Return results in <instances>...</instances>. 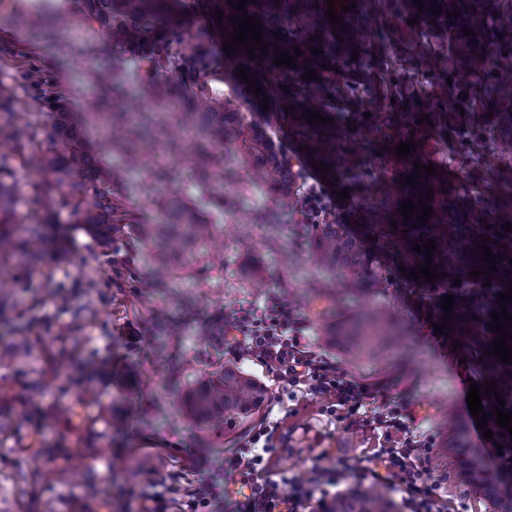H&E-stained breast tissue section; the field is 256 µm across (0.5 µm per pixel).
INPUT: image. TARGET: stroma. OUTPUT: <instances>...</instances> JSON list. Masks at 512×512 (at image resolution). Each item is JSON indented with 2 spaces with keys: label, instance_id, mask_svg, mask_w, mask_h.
<instances>
[{
  "label": "stroma",
  "instance_id": "1",
  "mask_svg": "<svg viewBox=\"0 0 512 512\" xmlns=\"http://www.w3.org/2000/svg\"><path fill=\"white\" fill-rule=\"evenodd\" d=\"M0 10V82L13 89L8 112H0V133L14 124L29 125L46 143L54 106L73 112H108L94 77L112 68L110 42L99 36L77 39L82 27L77 0L58 7L55 0H5ZM48 13L37 32H26L23 19L37 4ZM66 14L61 27L56 15ZM56 83L58 103L41 94V83ZM188 207L195 220L216 227L220 256L200 260L179 279L146 287L151 276L146 246L135 225L149 220L156 191ZM129 213V228L106 239L90 234L65 199L49 216L62 233L44 250L42 263L26 268L8 263L0 273V291L12 303L0 314V352L10 351L17 327L29 325L28 363L38 371L42 390L30 392L17 366L0 365V411L13 419L0 435V512H143V489L178 483L187 489L200 482L223 481L220 457L230 455L262 420L278 422L279 451L271 471L302 479L312 475V459L330 455H372L410 437L427 447L428 482L441 512H490L471 486L457 478L452 457L442 453L446 405L468 414L466 395L478 379L473 362H461L453 336L436 337L428 305L407 288L398 270L385 287L343 297L345 309L386 306L410 334L414 367L401 369L393 357L371 359L330 343L315 307L300 308L304 336L335 362L339 372L368 387L363 420L326 414L324 399L273 381L256 362L239 359L204 343L211 319L239 308L262 306L268 297L303 291L324 271L312 255L314 229L294 231L299 215L286 216V228L246 225L244 217L266 197L249 185L235 212L204 201L189 171L178 165L149 166L127 173L115 186ZM67 294L59 305L55 290ZM70 338L66 361L55 357L61 335ZM238 368L262 380L264 405L225 432H203L186 420L173 380L189 386L218 367ZM398 411L409 416L407 432L385 434L375 421ZM46 435L52 457L29 452L34 432ZM97 447L85 462L97 492L87 494L83 477L72 472V457L86 443ZM196 452L189 466L188 452Z\"/></svg>",
  "mask_w": 512,
  "mask_h": 512
}]
</instances>
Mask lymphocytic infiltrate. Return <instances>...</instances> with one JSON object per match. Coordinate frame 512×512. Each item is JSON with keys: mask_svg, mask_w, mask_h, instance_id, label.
<instances>
[{"mask_svg": "<svg viewBox=\"0 0 512 512\" xmlns=\"http://www.w3.org/2000/svg\"><path fill=\"white\" fill-rule=\"evenodd\" d=\"M298 312L272 296L259 309H238L216 315L211 344L235 357L257 363L273 380L326 398L328 414L354 420L368 395L365 387L344 377L334 362L301 340ZM277 422L255 429L227 461L225 475L245 487L237 512H327L336 498L340 479L359 474L376 485L399 481L404 512H440L437 499L424 485L426 458L422 446L406 439L402 447L378 449L375 456H337L329 467H315L312 477L272 479L270 464L277 450ZM215 484H202L178 498L173 487L148 495L153 512H203L218 494Z\"/></svg>", "mask_w": 512, "mask_h": 512, "instance_id": "f902f5d3", "label": "lymphocytic infiltrate"}]
</instances>
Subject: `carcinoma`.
<instances>
[{
  "instance_id": "1",
  "label": "carcinoma",
  "mask_w": 512,
  "mask_h": 512,
  "mask_svg": "<svg viewBox=\"0 0 512 512\" xmlns=\"http://www.w3.org/2000/svg\"><path fill=\"white\" fill-rule=\"evenodd\" d=\"M83 15L112 36L113 55L118 63L112 75L101 79L103 93L112 96V111L105 116L89 113L87 121H107V132L100 138L103 153L120 150L134 166L179 152L176 141L160 128L157 117L143 113L129 117L124 102L126 72L119 59L128 49L137 52L143 68L138 96L162 106L172 105L195 118L199 140L184 153L203 186L216 179L234 182L235 167L210 142V134L219 128L224 146L237 153L238 166L253 173L252 183L269 195V204L255 211L253 223L279 224L289 212L298 213L317 233L316 261L325 270L340 272L356 293L366 285L383 286L384 269L375 252L383 253L389 262L406 272L425 264V253L412 245L435 240L432 265L447 277L460 275L470 287L455 297L449 324L460 350L473 360L483 384L495 380L497 391L505 400L503 412L512 415V364L501 363L484 354L491 348L496 334L490 314L501 308L497 294L512 285V164L503 155H512V0H421L426 8L417 11L412 0H335L334 9L343 17L346 29L333 34L327 22L325 0H255L246 2L247 14L262 21L263 42L268 54L255 51L251 58L241 49L224 53V85L221 93L211 86L217 79L205 44L190 32L184 17L185 0H81ZM356 3V10L344 12L343 5ZM442 8L440 16L428 12L432 5ZM208 16L214 33L227 39L237 22L238 11L227 0H201L198 4ZM223 11V22L216 23L211 13ZM457 10L456 18L447 13ZM418 18L410 25L407 20ZM474 32L463 36L462 29ZM281 30L280 38L273 32ZM321 39H315V36ZM322 47L313 54L310 46ZM296 55L297 67H278L276 47ZM358 59H351L352 51ZM334 66L332 70L322 64ZM243 66L269 97L264 122L257 125L241 112L244 85L237 74ZM312 69L318 80L306 81L302 74ZM420 69L444 73L452 85H444L430 94L414 84L412 76ZM289 87V91L282 87ZM294 107L289 115L284 107ZM342 107L351 113L353 128L344 129L332 123L309 124L304 110L331 115ZM370 117H364V113ZM429 120L417 123L423 116ZM285 130L303 146L304 157L288 155L273 143L275 132ZM448 146L460 163L468 167L473 192L455 191L448 172L439 168L437 175H423L410 186L403 177L415 171L414 163L423 165L420 145L430 136ZM501 137V154L479 153L486 137ZM414 142L415 149L401 159L393 155L397 144ZM6 144L0 143V148ZM11 151L29 149L26 162L37 174L49 172L59 193L71 199L75 211L83 214L90 233L112 232L120 225L112 217L123 216L122 200L112 193L117 174L103 172L98 155L92 153L84 134L67 112L53 119V134L47 148L34 141L31 132L21 127L9 138ZM377 163L379 174L370 184L363 180L367 159ZM312 160L322 161L329 174L346 178L354 188L352 211L358 221L368 226L375 237V248L352 235L347 225L329 222L321 215L310 222L306 214L308 190L301 181L300 169ZM495 179H485L487 171ZM433 199V209L426 225L418 218L403 220L400 204L418 196ZM15 185L6 169L0 166V215L8 208ZM156 212L151 224L138 225L141 239L148 245L149 260L156 271L165 276L179 261L196 262L207 251L214 236L212 224L185 221L172 201L164 196L152 200ZM396 225H391V222ZM46 235L39 221L28 225V250L22 257L29 265L40 262L38 244ZM487 237L492 253L502 257L498 271L478 277L469 272L482 269L479 236ZM15 233L10 224L0 220V261L15 254ZM490 281L491 286L483 287ZM344 339L353 349L370 357L384 354L402 345L389 311L380 306L336 322L331 339ZM267 391L248 373L223 368L195 381L182 398L184 413L196 426L210 430L231 427L258 410ZM442 449L451 454L468 484L474 486L490 505L491 512H512V483L502 480L498 469L489 466L480 448L468 440L465 419L448 409V434ZM330 512H396L389 493L382 487L351 488L336 497Z\"/></svg>"
}]
</instances>
